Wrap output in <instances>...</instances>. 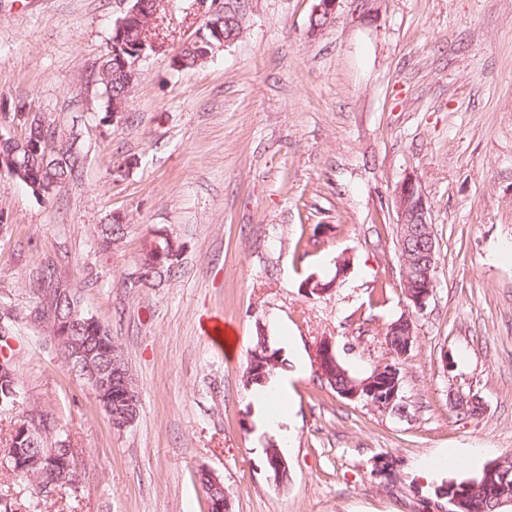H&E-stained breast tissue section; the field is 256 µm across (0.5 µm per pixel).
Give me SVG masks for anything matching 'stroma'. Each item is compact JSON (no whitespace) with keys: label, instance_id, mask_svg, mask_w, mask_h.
Segmentation results:
<instances>
[{"label":"stroma","instance_id":"stroma-1","mask_svg":"<svg viewBox=\"0 0 512 512\" xmlns=\"http://www.w3.org/2000/svg\"><path fill=\"white\" fill-rule=\"evenodd\" d=\"M245 0L244 34L202 66L172 58L211 0H166L165 51L141 69L125 112L104 121L95 82L123 0H0V108L72 134L80 177L43 201L0 175V315L24 407L70 443L77 494L45 498L0 467L19 512H441L434 487L512 454V0ZM135 166L108 179L113 161ZM417 175L431 204L438 275L400 361L407 413H381L323 383L313 348L332 337L357 377L388 358L405 311L394 190ZM125 236L98 252L94 229ZM183 245L177 276L133 288L145 242ZM350 269L336 277V260ZM54 267L121 344L140 414L114 430L91 387L34 320ZM335 280L307 296L310 275ZM222 319L226 352L200 331ZM293 388L288 484L276 486L242 374L257 333ZM470 391V416L448 404ZM389 460L377 472L379 460ZM125 230V224L113 221L112 216L107 217L103 224H100L95 231L100 248L102 250L112 248L123 238Z\"/></svg>","mask_w":512,"mask_h":512}]
</instances>
